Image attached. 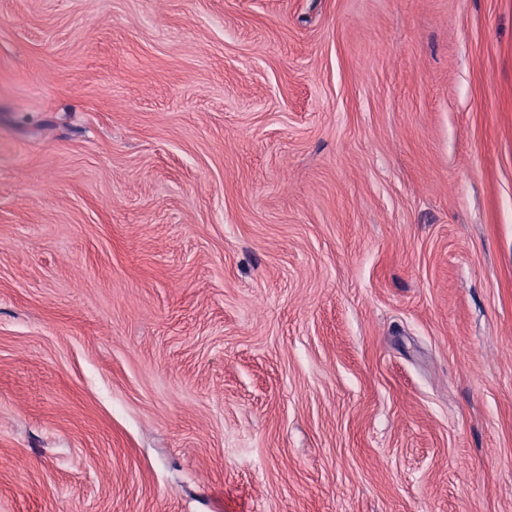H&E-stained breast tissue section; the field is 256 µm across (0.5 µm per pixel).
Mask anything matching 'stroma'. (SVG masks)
I'll return each mask as SVG.
<instances>
[{
	"mask_svg": "<svg viewBox=\"0 0 512 512\" xmlns=\"http://www.w3.org/2000/svg\"><path fill=\"white\" fill-rule=\"evenodd\" d=\"M0 512H512V0H0Z\"/></svg>",
	"mask_w": 512,
	"mask_h": 512,
	"instance_id": "stroma-1",
	"label": "stroma"
}]
</instances>
